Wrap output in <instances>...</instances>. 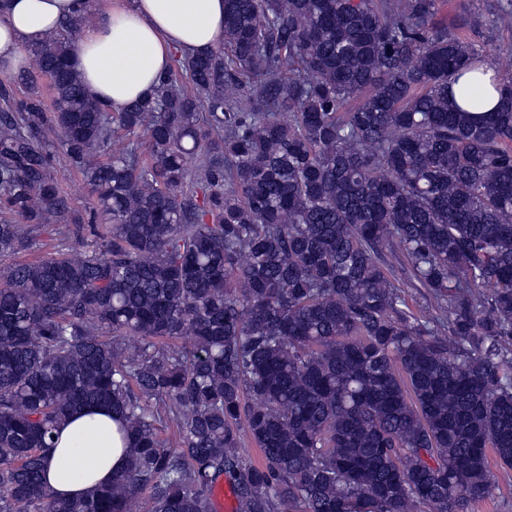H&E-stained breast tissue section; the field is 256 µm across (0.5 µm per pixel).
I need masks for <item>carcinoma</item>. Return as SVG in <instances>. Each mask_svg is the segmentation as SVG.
Listing matches in <instances>:
<instances>
[{"instance_id": "obj_1", "label": "carcinoma", "mask_w": 512, "mask_h": 512, "mask_svg": "<svg viewBox=\"0 0 512 512\" xmlns=\"http://www.w3.org/2000/svg\"><path fill=\"white\" fill-rule=\"evenodd\" d=\"M437 12L224 0L222 45L122 112L70 62L89 17L31 48L53 102L0 86V251L62 224L82 252L0 268V512H212L220 479L236 512H469L487 453L512 468V76L477 114L485 56ZM54 140L109 223L74 216ZM94 405L130 464L60 498L43 451Z\"/></svg>"}]
</instances>
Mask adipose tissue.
I'll return each mask as SVG.
<instances>
[{
	"mask_svg": "<svg viewBox=\"0 0 512 512\" xmlns=\"http://www.w3.org/2000/svg\"><path fill=\"white\" fill-rule=\"evenodd\" d=\"M79 14L92 22L73 65L87 93L112 112L154 89L175 52H206L224 40V0H0V64L24 69L29 46ZM118 428L111 409H80L44 451L46 486L77 498L111 483L129 464Z\"/></svg>",
	"mask_w": 512,
	"mask_h": 512,
	"instance_id": "adipose-tissue-1",
	"label": "adipose tissue"
}]
</instances>
